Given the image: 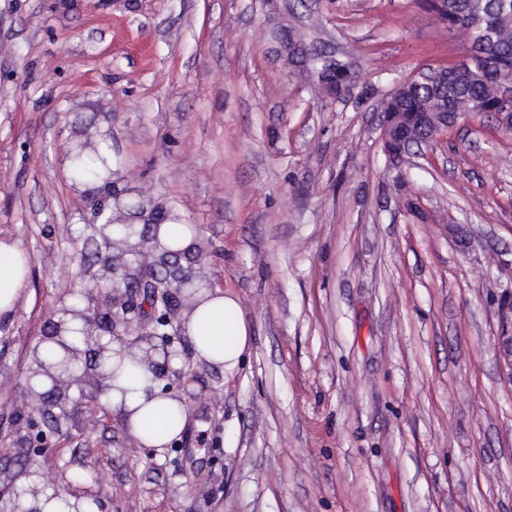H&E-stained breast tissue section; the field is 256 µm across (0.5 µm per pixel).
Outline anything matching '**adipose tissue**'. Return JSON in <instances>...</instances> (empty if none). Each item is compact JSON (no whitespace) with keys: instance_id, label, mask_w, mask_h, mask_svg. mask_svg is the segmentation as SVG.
Segmentation results:
<instances>
[{"instance_id":"ef3b65f1","label":"adipose tissue","mask_w":512,"mask_h":512,"mask_svg":"<svg viewBox=\"0 0 512 512\" xmlns=\"http://www.w3.org/2000/svg\"><path fill=\"white\" fill-rule=\"evenodd\" d=\"M29 255L15 241L0 239V317L13 313L27 284ZM184 336L196 359L231 372L249 346V327L237 301L221 289L195 294L181 318ZM122 367V366H121ZM110 408L119 410L127 433L147 448L167 447L184 431L188 409L178 397L164 392L145 364L124 366L105 394ZM42 481L29 475L22 484V508L42 512H95L91 499L64 493L49 497Z\"/></svg>"}]
</instances>
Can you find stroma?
<instances>
[{
	"label": "stroma",
	"instance_id": "obj_1",
	"mask_svg": "<svg viewBox=\"0 0 512 512\" xmlns=\"http://www.w3.org/2000/svg\"><path fill=\"white\" fill-rule=\"evenodd\" d=\"M465 51L423 0H0V238L32 259L0 319V512L33 469L103 512H512V134L472 116L398 171L381 143L398 83ZM315 54L352 73L341 98ZM83 129L118 188L196 227L250 325L231 374L175 341L189 421L161 451L111 409L46 425L29 394L51 312L98 283ZM495 347L503 363L507 381L512 383V292L509 291L502 301L501 324Z\"/></svg>",
	"mask_w": 512,
	"mask_h": 512
}]
</instances>
